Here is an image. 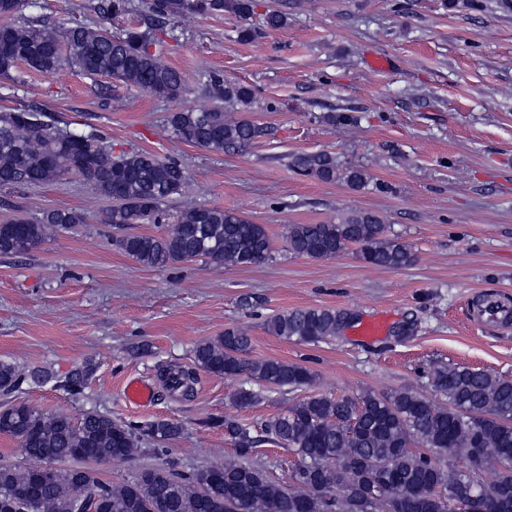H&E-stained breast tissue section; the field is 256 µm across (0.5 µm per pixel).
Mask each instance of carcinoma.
<instances>
[{
  "instance_id": "obj_1",
  "label": "carcinoma",
  "mask_w": 512,
  "mask_h": 512,
  "mask_svg": "<svg viewBox=\"0 0 512 512\" xmlns=\"http://www.w3.org/2000/svg\"><path fill=\"white\" fill-rule=\"evenodd\" d=\"M145 29L116 36L101 25H48L13 16L23 0H0V77L8 78L22 63L38 72L64 67L133 86L149 95L173 100L188 93L185 75L157 52L167 22L185 15L227 11L242 21L254 14V0H145ZM133 0H96L90 10L108 19L134 10ZM265 27L288 24V11L274 9L262 18ZM208 94L249 106L253 90L208 75ZM174 137L214 152L238 149L268 135L251 120H229L221 107L172 112ZM292 166L323 182L342 180L353 189L367 182L357 168L340 170L329 153L303 154ZM75 175L114 205L105 221L121 230L128 224L157 223L160 206L186 192L190 176L175 158L150 152L112 155L91 132L61 131L47 114L32 108L0 112V187L39 186ZM83 217L67 209H48L35 221L12 218L0 224V255L26 253L46 238L77 230ZM288 249L293 254L327 260L360 246L372 266L400 269L414 261L411 247L388 235L383 219L372 212L347 213L335 222L290 224ZM112 245L137 263L166 269L203 257L228 266L268 260L271 240L254 224L221 207L191 205L182 209L163 234H123ZM358 316L348 309L303 308L278 314L268 331L285 340L317 344L341 334ZM252 339L239 327L198 343L196 367L217 376L247 371L258 382L289 391L312 387L309 368L275 359L245 358ZM94 373L90 365L69 373L58 386L83 393ZM427 384L445 402L412 389L388 395L354 397L314 393L294 401L255 429L233 418L215 422L224 428L235 455L193 474L171 466L140 471L112 484L95 470L61 469L65 460L91 458L97 463L126 461L144 452L150 440L159 445L182 433L171 420L142 427L87 412L75 420L59 412L46 414L26 403L0 410V435L18 440L29 463L0 465V512H82L81 487L100 497V512H448L462 497L474 496L478 512H512V378L454 364L423 371ZM45 383V373L29 375L0 362V390L10 393L26 378ZM166 386L187 395L196 373L169 370ZM273 442L292 449L299 463L283 483L249 462L255 448ZM487 454L488 461L467 474L460 458ZM496 477L486 484V467Z\"/></svg>"
}]
</instances>
